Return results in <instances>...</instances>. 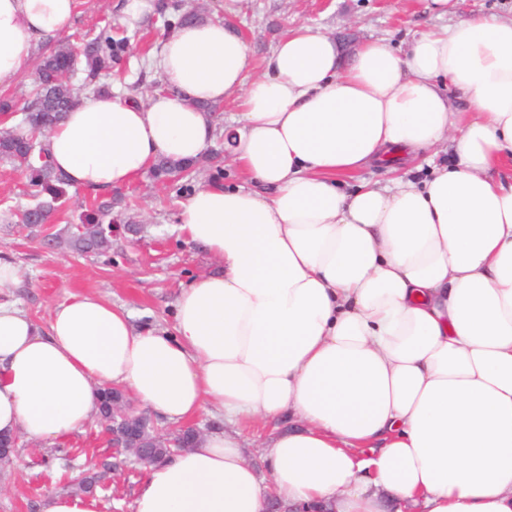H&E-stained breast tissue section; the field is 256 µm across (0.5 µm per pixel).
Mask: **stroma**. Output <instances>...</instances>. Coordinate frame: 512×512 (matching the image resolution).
Instances as JSON below:
<instances>
[{
    "label": "stroma",
    "mask_w": 512,
    "mask_h": 512,
    "mask_svg": "<svg viewBox=\"0 0 512 512\" xmlns=\"http://www.w3.org/2000/svg\"><path fill=\"white\" fill-rule=\"evenodd\" d=\"M126 0H76L68 30L42 43L39 53L67 44L79 46L89 29L106 26L129 39L124 62L101 75L100 87L113 96L146 101L161 75L151 63L167 31L157 11L140 17L124 14ZM205 20L230 24L248 47L250 73L262 75L278 39L304 24L335 38L342 63L358 47L381 41L407 49L420 31L475 17L512 18V0H448L447 12L432 0H186ZM221 183L234 188L243 177L232 160L220 172L200 173L187 181L155 183L142 172L131 183L113 189L115 209L122 214L112 232V249L104 255L77 256L44 246L46 234L81 223L93 211L90 193L67 190L64 208L39 227L20 224L18 214L34 203V187L13 164L0 161V257L20 269L24 286L21 308L47 323L53 305L71 294L95 293L125 307L143 327L172 329L173 303L182 286L211 272L218 261L190 243L178 214L200 187ZM109 438L97 422L88 423L57 445L47 447L19 439L13 462L0 468V512H45L51 497L69 493V479L80 471L98 474L95 486L100 512H132L134 491L146 474L140 465L119 474Z\"/></svg>",
    "instance_id": "1"
}]
</instances>
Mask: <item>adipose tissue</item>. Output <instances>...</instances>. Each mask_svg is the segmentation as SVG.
Here are the masks:
<instances>
[{
  "instance_id": "adipose-tissue-1",
  "label": "adipose tissue",
  "mask_w": 512,
  "mask_h": 512,
  "mask_svg": "<svg viewBox=\"0 0 512 512\" xmlns=\"http://www.w3.org/2000/svg\"><path fill=\"white\" fill-rule=\"evenodd\" d=\"M75 0H0V86L67 30ZM147 103L82 96L47 138L70 188L107 192L159 157L199 158L202 103L237 101L233 161L256 189L195 191L179 222L221 263L181 288L173 331L139 329L96 294L48 325L12 296L0 258V435L55 445L126 391L165 422L223 428L150 466L134 512H512V19L431 28L405 53L299 25L249 75L220 21L182 26L155 56ZM468 98L457 110L442 83ZM457 132L459 160L423 180H340ZM273 425L263 468L242 426Z\"/></svg>"
}]
</instances>
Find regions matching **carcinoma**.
<instances>
[{
  "label": "carcinoma",
  "instance_id": "1",
  "mask_svg": "<svg viewBox=\"0 0 512 512\" xmlns=\"http://www.w3.org/2000/svg\"><path fill=\"white\" fill-rule=\"evenodd\" d=\"M127 53V41L114 38L104 32L84 42L79 49L62 45L37 63L39 81L25 113L29 132H0V159L14 163L26 172L31 185L41 188L49 199L37 202L20 215V222L28 227H37L47 222L65 196V178L52 165L44 143L37 141L35 133L49 132L61 118L78 102V95L69 83L70 73L76 71L79 57H84V90L97 91L95 80L98 74L112 67ZM198 161L173 162L159 159L152 168L153 178L164 183L172 177L192 178L197 174ZM88 223L64 233L46 236L48 243L58 249H66L78 255L103 254L112 250V234L96 223V217H87ZM98 419L112 431V401L121 399V392L106 388L100 391ZM125 429L140 437V444L152 450V456L161 460L168 455L166 443L154 436L151 426L132 412L117 418Z\"/></svg>",
  "mask_w": 512,
  "mask_h": 512
}]
</instances>
